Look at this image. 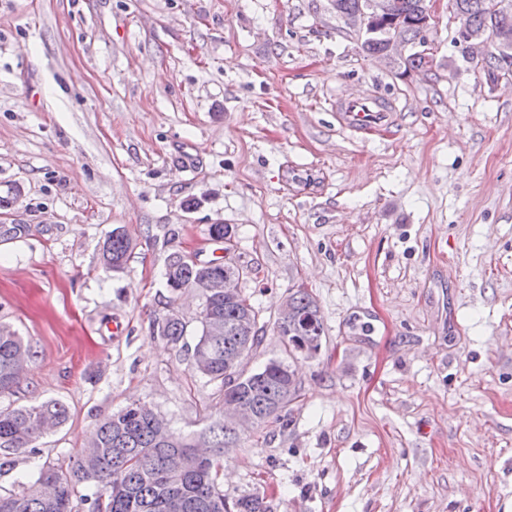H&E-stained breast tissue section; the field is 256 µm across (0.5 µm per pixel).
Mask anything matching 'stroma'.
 <instances>
[{
	"label": "stroma",
	"mask_w": 512,
	"mask_h": 512,
	"mask_svg": "<svg viewBox=\"0 0 512 512\" xmlns=\"http://www.w3.org/2000/svg\"><path fill=\"white\" fill-rule=\"evenodd\" d=\"M458 26L439 0L434 64L409 71L365 56L329 0H0V324L33 353L0 408L69 409L35 449L0 448L1 494L129 404L183 435L222 419L193 365L201 301L163 279L183 253L249 268L265 337L241 368L286 360L299 387L225 450L226 500L512 506V73L489 80ZM369 94L397 110L363 137L335 107ZM293 288L323 319L312 359L274 328ZM173 313L176 346L157 331ZM130 249L131 242L126 235H114V231H112L103 247L102 258L106 263L105 266L112 268V260L115 267L119 265V262L116 261H122L124 265Z\"/></svg>",
	"instance_id": "35a3bbf8"
}]
</instances>
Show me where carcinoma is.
<instances>
[{
    "label": "carcinoma",
    "mask_w": 512,
    "mask_h": 512,
    "mask_svg": "<svg viewBox=\"0 0 512 512\" xmlns=\"http://www.w3.org/2000/svg\"><path fill=\"white\" fill-rule=\"evenodd\" d=\"M460 26L470 31L505 32L512 35V10L498 12L496 0H451ZM336 16L348 17L360 10L364 0H334ZM383 9L373 21L374 33L361 38L360 48L368 56L387 58L384 32L397 23L406 42L424 39L419 27L425 0H380ZM512 66V49L490 47L480 68L496 79L504 68ZM131 242L126 235H110L103 247L106 267L114 261H126ZM177 256L167 263L164 276L169 288L192 284L207 277H224L238 264L228 260L211 267L184 264L176 266ZM288 303L296 319L275 323V329L288 336V352L299 351L298 343H321L322 317L313 298L304 289L289 293ZM212 308L215 319L202 322L201 334L194 346L195 369L221 384L223 396L244 399L259 414L262 422L278 418L297 398L298 387L290 367L271 359L260 370L242 378L226 371V360L239 354L245 341L242 321L251 322L249 350L262 342L265 325L257 322L259 310L238 291L231 297L212 294L202 300ZM161 336L173 345L185 336L180 319H164ZM30 359V350L22 337L7 325H0V394L10 392L23 373L18 367ZM68 409L58 400L37 402L17 408H0V448H30L44 434L64 424ZM162 418L151 409L127 406L104 418L88 441L86 451L92 458L88 466L79 458L67 472L60 473L63 484L57 498L47 501L38 492L43 478L54 468L39 471L38 476L21 485L17 493L0 495V512H74L75 489L89 484L93 492L82 496L88 512H167L166 502L179 495L186 503L184 512H267L264 498L245 496L230 504L217 489L220 455L194 457V448H229L236 443L233 429L215 421L196 436L171 434L159 442L156 432Z\"/></svg>",
    "instance_id": "1"
}]
</instances>
